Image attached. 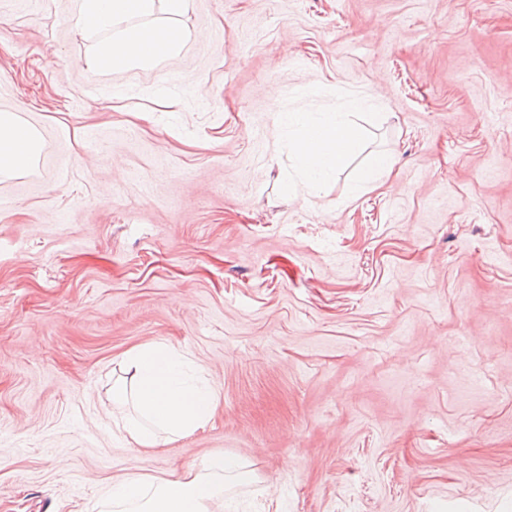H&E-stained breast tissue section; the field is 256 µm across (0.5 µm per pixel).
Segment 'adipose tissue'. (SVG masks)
I'll return each instance as SVG.
<instances>
[{
  "label": "adipose tissue",
  "mask_w": 512,
  "mask_h": 512,
  "mask_svg": "<svg viewBox=\"0 0 512 512\" xmlns=\"http://www.w3.org/2000/svg\"><path fill=\"white\" fill-rule=\"evenodd\" d=\"M189 8L190 0H77V24L108 34L92 46L87 67L127 71L177 57L184 34L174 24ZM283 122L295 135L289 147L294 166L311 191L344 165L361 139L360 128L340 112H287ZM39 150L37 131L16 113L0 111V177L30 167ZM186 360L163 342L124 353L126 376L113 384L112 402L132 408L114 421L131 447L150 449L160 436L190 435L212 417L218 393L193 380ZM249 478L240 461L218 455L168 478L131 475L113 482L103 505L106 512H212L227 485Z\"/></svg>",
  "instance_id": "1"
}]
</instances>
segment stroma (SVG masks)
Masks as SVG:
<instances>
[{"mask_svg":"<svg viewBox=\"0 0 512 512\" xmlns=\"http://www.w3.org/2000/svg\"><path fill=\"white\" fill-rule=\"evenodd\" d=\"M74 9L0 0V109L41 137L0 178V512L215 455L238 512H512V0H191L128 72ZM333 110L359 151L289 183L279 115ZM155 341L219 405L139 450L112 385ZM392 165L393 161L388 154L377 153L373 155L368 164L358 173L354 191H359L376 181L383 173L389 171Z\"/></svg>","mask_w":512,"mask_h":512,"instance_id":"1","label":"stroma"}]
</instances>
